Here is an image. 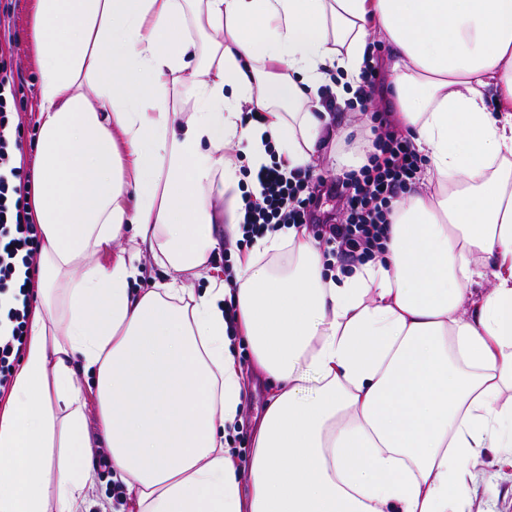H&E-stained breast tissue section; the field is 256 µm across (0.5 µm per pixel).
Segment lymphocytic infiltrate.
I'll return each instance as SVG.
<instances>
[{"label": "lymphocytic infiltrate", "instance_id": "f902f5d3", "mask_svg": "<svg viewBox=\"0 0 512 512\" xmlns=\"http://www.w3.org/2000/svg\"><path fill=\"white\" fill-rule=\"evenodd\" d=\"M12 43L11 33L0 36V396L11 391L14 364L26 347L39 245V229L27 209L31 175L16 160L20 144L5 117L15 94ZM374 119L373 150L366 163L332 180L327 188L342 203V216L336 223L314 221L311 170L286 173L275 165L264 166L256 175L260 198L244 199V242L288 224H306L318 244L330 248L345 265L382 257L388 215L408 185L420 180L425 159L411 133L396 129L383 114H375Z\"/></svg>", "mask_w": 512, "mask_h": 512}]
</instances>
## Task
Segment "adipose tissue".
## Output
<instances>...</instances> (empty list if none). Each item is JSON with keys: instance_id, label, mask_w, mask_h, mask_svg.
Wrapping results in <instances>:
<instances>
[{"instance_id": "1", "label": "adipose tissue", "mask_w": 512, "mask_h": 512, "mask_svg": "<svg viewBox=\"0 0 512 512\" xmlns=\"http://www.w3.org/2000/svg\"><path fill=\"white\" fill-rule=\"evenodd\" d=\"M372 37L436 191L395 207L384 260L324 278L291 225L229 288L210 265L212 195L240 234L229 150L311 164L336 136L320 90H357ZM28 39L40 260L0 512H75L95 448L130 512H471L482 450L512 453V0H36ZM144 253L164 271L149 288ZM236 335L275 387L243 466L224 446Z\"/></svg>"}]
</instances>
